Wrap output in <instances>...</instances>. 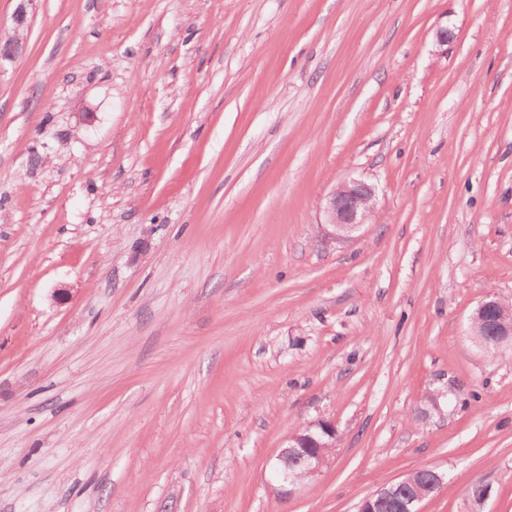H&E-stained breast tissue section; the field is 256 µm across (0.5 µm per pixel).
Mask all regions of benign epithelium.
<instances>
[{
    "mask_svg": "<svg viewBox=\"0 0 512 512\" xmlns=\"http://www.w3.org/2000/svg\"><path fill=\"white\" fill-rule=\"evenodd\" d=\"M376 205V188L361 179L339 183L331 192L326 207L327 223L336 233V238L350 237L363 225L369 223ZM475 314L480 316L483 326L482 347L496 350L503 345H512V308L502 306L497 298L487 299L479 304ZM336 444V425L330 421H319L306 428V433H294L287 439V445L277 456L282 480L296 484L289 469L299 467L308 477H314L322 468L328 453ZM397 483H391L363 499L359 512H380L384 507L399 512H420L419 505L425 496L417 493L405 499H395L392 490Z\"/></svg>",
    "mask_w": 512,
    "mask_h": 512,
    "instance_id": "obj_1",
    "label": "benign epithelium"
}]
</instances>
